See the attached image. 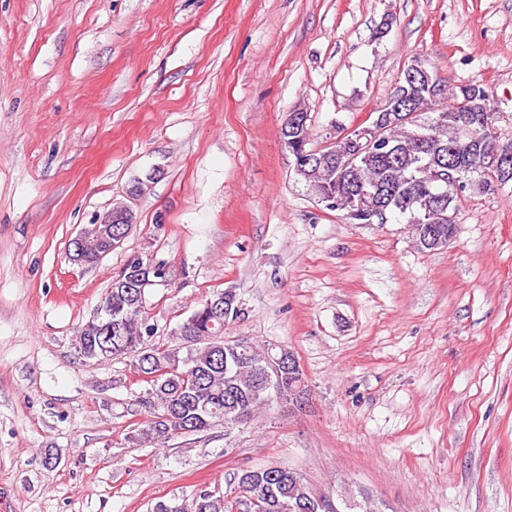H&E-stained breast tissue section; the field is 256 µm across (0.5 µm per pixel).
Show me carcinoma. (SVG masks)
<instances>
[{"instance_id": "1", "label": "carcinoma", "mask_w": 512, "mask_h": 512, "mask_svg": "<svg viewBox=\"0 0 512 512\" xmlns=\"http://www.w3.org/2000/svg\"><path fill=\"white\" fill-rule=\"evenodd\" d=\"M406 109L413 113L410 123L416 129L399 125L389 132V141L370 150L356 153L347 140L337 144L345 155L356 154L357 180L351 181L328 160L307 167L303 180L311 191L329 197L330 209L346 211L350 197L364 193L360 213L349 216L359 224L374 223V214L385 211L399 216L408 224H439L443 236L455 237L457 225L437 222L440 204L433 188L431 173L444 167L452 172L443 186L445 203L457 207L458 195L471 186L493 194L502 183L489 172L495 166L498 146L512 140L492 124L495 99L490 88L470 82L448 87L437 78L432 90L414 88ZM431 112L435 117L426 125L433 127L436 141L422 145L414 140L423 124L418 117ZM284 144L292 155L310 150L311 126L295 129L289 123L282 128ZM163 263L131 259L120 273L112 277L111 287L96 311L78 330L76 347L87 359L97 361L111 357H128L131 365L140 364L141 352L151 358L136 372L157 374L148 381L150 388L139 404L153 411L154 419L137 434L154 444H164L169 435L197 433L225 423L248 420L254 412L270 406L277 399H288L293 390L288 374L278 375V352L273 344L251 345L237 356H224V325L246 315L236 309V295L222 291L227 298L222 316L209 313L207 302L200 303L179 331L181 346L162 347L149 343L156 334L144 312V301L135 298L130 284L141 279L162 277ZM237 487L247 498L255 494L257 484L267 482L264 472L251 471L234 475ZM274 493L261 501L262 512H297L299 505H312V512H350L345 501L315 504L314 497L300 474L288 476L281 470L273 482ZM239 500H229L204 490L191 505L159 501L153 512H236Z\"/></svg>"}]
</instances>
